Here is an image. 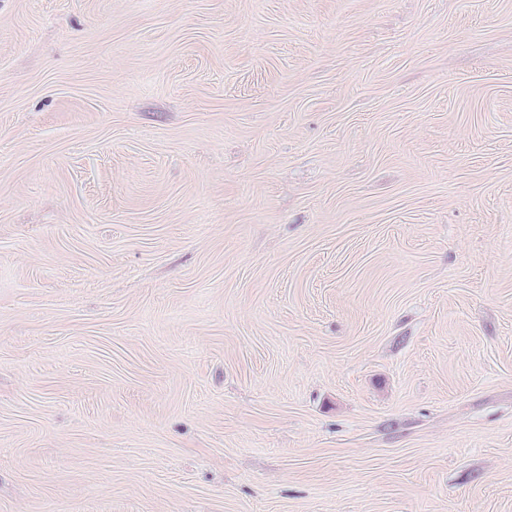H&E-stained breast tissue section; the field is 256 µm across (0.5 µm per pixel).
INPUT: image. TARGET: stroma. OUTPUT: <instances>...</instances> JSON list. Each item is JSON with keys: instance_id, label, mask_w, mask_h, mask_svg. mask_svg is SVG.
<instances>
[{"instance_id": "1", "label": "stroma", "mask_w": 512, "mask_h": 512, "mask_svg": "<svg viewBox=\"0 0 512 512\" xmlns=\"http://www.w3.org/2000/svg\"><path fill=\"white\" fill-rule=\"evenodd\" d=\"M0 512H512V0H0Z\"/></svg>"}]
</instances>
